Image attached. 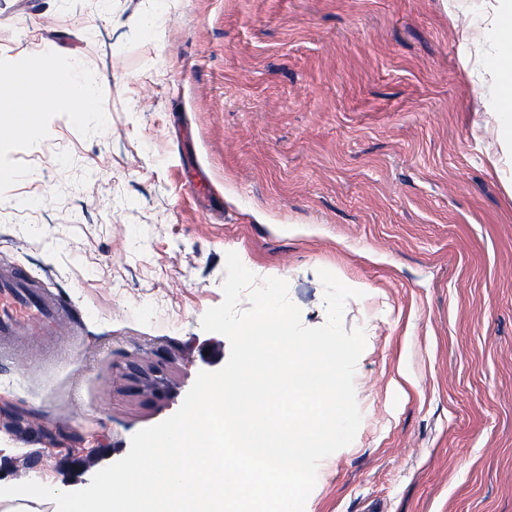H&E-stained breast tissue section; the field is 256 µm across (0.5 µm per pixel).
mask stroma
<instances>
[{"label": "stroma", "mask_w": 512, "mask_h": 512, "mask_svg": "<svg viewBox=\"0 0 512 512\" xmlns=\"http://www.w3.org/2000/svg\"><path fill=\"white\" fill-rule=\"evenodd\" d=\"M494 6L0 0V66L97 80L83 119L0 138V265L77 331L33 366L0 356V485L81 489L221 369L200 322L234 251L307 327L318 269L365 285L343 313L362 422L305 512H512V159L462 32Z\"/></svg>", "instance_id": "stroma-1"}]
</instances>
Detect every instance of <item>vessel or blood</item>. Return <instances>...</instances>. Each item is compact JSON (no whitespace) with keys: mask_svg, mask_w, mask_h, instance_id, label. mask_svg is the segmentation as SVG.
<instances>
[{"mask_svg":"<svg viewBox=\"0 0 512 512\" xmlns=\"http://www.w3.org/2000/svg\"><path fill=\"white\" fill-rule=\"evenodd\" d=\"M72 318L66 304L21 268L0 272V344L33 337L63 340Z\"/></svg>","mask_w":512,"mask_h":512,"instance_id":"b4317fda","label":"vessel or blood"}]
</instances>
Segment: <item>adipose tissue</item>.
<instances>
[{
	"label": "adipose tissue",
	"mask_w": 512,
	"mask_h": 512,
	"mask_svg": "<svg viewBox=\"0 0 512 512\" xmlns=\"http://www.w3.org/2000/svg\"><path fill=\"white\" fill-rule=\"evenodd\" d=\"M494 16L484 31L491 51L485 60L487 69L495 71L497 83L492 90L495 110L504 146L512 145V0H495ZM40 86L43 98L40 105L14 112L12 128L23 134L36 127L46 108L71 112L81 116L85 106L96 94L94 79L80 69L61 72L56 60L43 56L37 71L16 68L8 80H0V89L23 101L31 96L33 86Z\"/></svg>",
	"instance_id": "ef3b65f1"
}]
</instances>
